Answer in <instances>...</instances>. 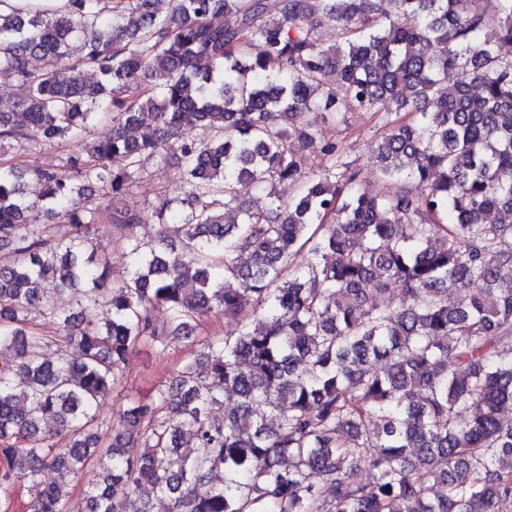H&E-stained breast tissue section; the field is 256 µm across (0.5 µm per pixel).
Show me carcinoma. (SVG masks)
<instances>
[{
	"label": "carcinoma",
	"mask_w": 512,
	"mask_h": 512,
	"mask_svg": "<svg viewBox=\"0 0 512 512\" xmlns=\"http://www.w3.org/2000/svg\"><path fill=\"white\" fill-rule=\"evenodd\" d=\"M157 2L0 0V83L16 87L0 155L82 143L53 168L0 164V491L29 489L28 512H512V0ZM349 110L389 118L380 195L315 132ZM199 123L212 140L185 136ZM310 151L323 163L300 180ZM150 164L181 187L145 238L124 197ZM28 179L64 240L27 223ZM98 215L120 277L91 245ZM68 288L82 301L61 314ZM212 314L224 336L102 445L97 402L129 354ZM34 316L66 354L47 356ZM91 236L94 247L99 253H108L112 259V268L117 276L124 274L128 267V259L122 249L114 242L115 235L112 224L105 221L92 224Z\"/></svg>",
	"instance_id": "cac0c4a2"
}]
</instances>
